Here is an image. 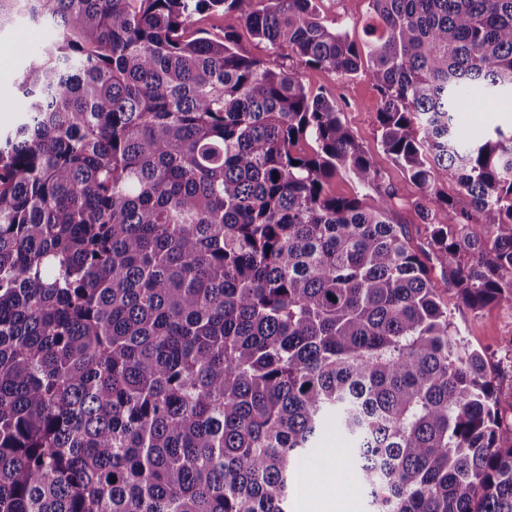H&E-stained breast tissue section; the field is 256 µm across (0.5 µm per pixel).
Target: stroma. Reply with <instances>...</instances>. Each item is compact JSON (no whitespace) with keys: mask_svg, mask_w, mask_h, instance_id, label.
Returning <instances> with one entry per match:
<instances>
[{"mask_svg":"<svg viewBox=\"0 0 512 512\" xmlns=\"http://www.w3.org/2000/svg\"><path fill=\"white\" fill-rule=\"evenodd\" d=\"M318 7L320 17L328 27L344 26L357 43L366 41L365 26L370 16L368 0H320ZM191 31L205 33L214 39L223 38L230 32L236 34L241 53L264 60L271 57L267 45L258 42L230 13L200 15ZM44 37L43 31L24 24L0 33V131L11 129L18 120L15 86L23 57ZM302 78L310 92L341 103V117L347 129L380 171L385 186L395 195L391 212L394 221L405 227L414 249L424 248L426 239L413 205L419 191L380 144L379 95L372 81L362 74L344 79L331 71L308 67L303 68ZM429 277L438 288L441 301L447 305L467 347L484 354L488 375L500 388L512 387V362L501 348L502 339L512 335V309L491 305L478 312L471 311L462 303L456 289L446 285L439 267H432ZM320 445L330 449L337 464L334 473L336 499L347 501L351 512H368L367 499L349 472L346 441L331 429L324 434Z\"/></svg>","mask_w":512,"mask_h":512,"instance_id":"35a3bbf8","label":"stroma"}]
</instances>
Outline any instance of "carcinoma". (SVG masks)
Instances as JSON below:
<instances>
[{"instance_id": "1", "label": "carcinoma", "mask_w": 512, "mask_h": 512, "mask_svg": "<svg viewBox=\"0 0 512 512\" xmlns=\"http://www.w3.org/2000/svg\"><path fill=\"white\" fill-rule=\"evenodd\" d=\"M256 2L0 0L54 33L0 132V512H290L332 426L370 512H512V388L428 277L512 307V130L455 118L512 99V0H368L364 51L317 0ZM207 12L371 79L426 249L336 101L186 36ZM327 189L330 194L339 197H358L364 204H372L373 199L376 197L375 192L372 190H361L357 184L351 181L344 174H337L336 177L329 181ZM367 194V196H364Z\"/></svg>"}]
</instances>
